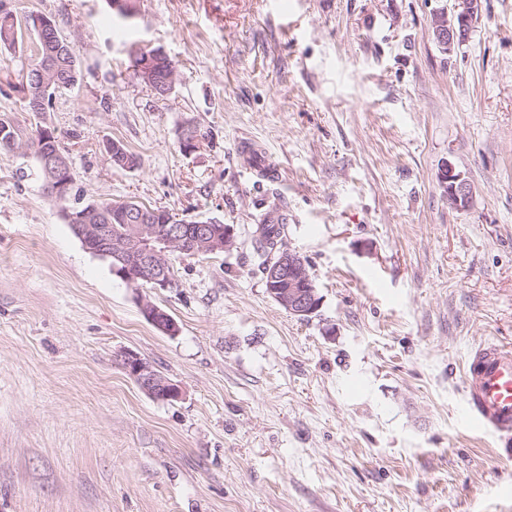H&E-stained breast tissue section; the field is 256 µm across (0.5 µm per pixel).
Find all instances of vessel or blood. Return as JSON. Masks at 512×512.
<instances>
[{
  "label": "vessel or blood",
  "instance_id": "vessel-or-blood-1",
  "mask_svg": "<svg viewBox=\"0 0 512 512\" xmlns=\"http://www.w3.org/2000/svg\"><path fill=\"white\" fill-rule=\"evenodd\" d=\"M464 384L466 422L493 432L499 455L512 459V347L474 348L465 361Z\"/></svg>",
  "mask_w": 512,
  "mask_h": 512
}]
</instances>
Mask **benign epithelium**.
I'll use <instances>...</instances> for the list:
<instances>
[{
    "instance_id": "obj_1",
    "label": "benign epithelium",
    "mask_w": 512,
    "mask_h": 512,
    "mask_svg": "<svg viewBox=\"0 0 512 512\" xmlns=\"http://www.w3.org/2000/svg\"><path fill=\"white\" fill-rule=\"evenodd\" d=\"M480 0H454L453 13L436 11L432 18V32L436 43L448 53L464 44L476 20ZM4 16V36L17 35V29L34 35V41L45 45L43 60L35 67L32 85L24 86L21 93L23 107L27 112L47 111L48 101L53 99L62 86L54 75L55 56L67 53L75 56L72 43L56 28L54 22L40 13L29 14L17 19L9 13L8 3L0 5ZM142 57L137 71L142 79L157 92L168 94L175 82V70L168 57L160 50L149 52ZM203 141L199 131L186 126L182 131L181 144L184 150L193 152ZM54 142V135L46 133L36 145V156L45 174V190L52 198L62 201L70 193L71 179L64 155L47 148ZM441 180L448 193V202L456 207L466 206L472 196L468 180L453 165L446 164ZM121 210L129 232L121 238L112 237L108 225L101 223L104 211ZM68 221L83 247L90 253L112 258V271L132 285H149L153 288H167L172 284L168 272L169 253L174 250L195 256L206 248L215 251L226 250L233 244V230L229 226L219 228L207 222H194V244L186 241L187 221L163 210L135 209L131 206L102 205L90 202L82 213L68 214ZM268 292L289 314L302 320L310 317L320 307L317 289L303 261L295 252H283L268 268ZM141 311L150 322L168 335H175L179 327L165 311L150 302L141 305ZM126 372L150 395L161 400L179 397L178 388L161 376L153 367L135 353L124 356Z\"/></svg>"
}]
</instances>
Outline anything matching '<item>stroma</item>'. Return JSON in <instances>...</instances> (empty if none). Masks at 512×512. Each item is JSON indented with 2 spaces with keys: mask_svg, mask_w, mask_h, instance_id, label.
I'll list each match as a JSON object with an SVG mask.
<instances>
[{
  "mask_svg": "<svg viewBox=\"0 0 512 512\" xmlns=\"http://www.w3.org/2000/svg\"><path fill=\"white\" fill-rule=\"evenodd\" d=\"M12 3L55 20L82 77L47 112L0 90V121L55 130L85 200L213 218L233 245L134 287L83 248L26 139L0 152V512H512V460L465 423L463 383L472 349L512 345V0H481L447 55L432 14L453 0ZM135 48L166 53L170 94ZM275 207L321 298L305 320L258 268ZM129 352L179 398L147 394ZM441 180L448 193V202L456 207H465L472 196V188L468 180L456 172L451 164H446L441 173ZM141 311L144 316L148 317L150 322L157 328L168 335H176L179 327L175 320L165 311L156 307L150 302H144L141 305Z\"/></svg>",
  "mask_w": 512,
  "mask_h": 512,
  "instance_id": "1",
  "label": "stroma"
}]
</instances>
